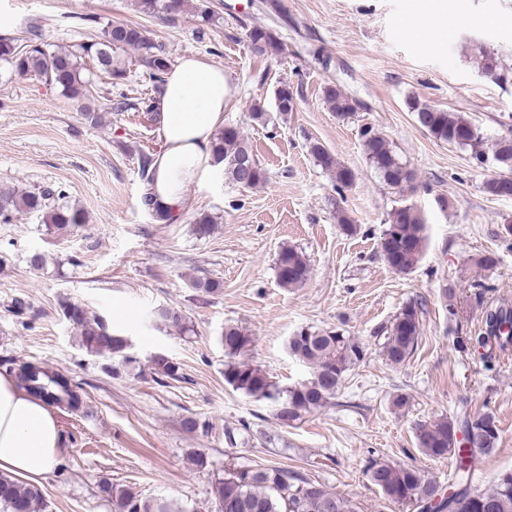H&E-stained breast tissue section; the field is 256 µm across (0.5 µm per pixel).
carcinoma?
<instances>
[{
	"label": "carcinoma",
	"instance_id": "carcinoma-1",
	"mask_svg": "<svg viewBox=\"0 0 512 512\" xmlns=\"http://www.w3.org/2000/svg\"><path fill=\"white\" fill-rule=\"evenodd\" d=\"M189 0H138V7L147 16L160 12L175 14L187 7ZM254 55L264 57L281 51V43L265 26H255L249 33ZM131 51L148 72L153 87L161 89L170 58L161 45L134 24L109 22L101 38L88 37L78 51L53 49L43 38L28 40L0 37V61L7 63L17 76L37 75L71 97L93 96L95 82L83 71L91 63L108 75L111 97L108 109L114 112L135 110L154 113V96L143 93L132 99L125 85V71L114 65V55ZM474 63L478 70L497 80L508 76L500 71L494 54L480 47ZM325 98L339 118H348L359 102L342 90L329 86ZM410 112L419 126L435 138L450 145L468 149L472 158L485 160L487 140L481 129L463 117L422 104L408 101ZM276 109L286 115L295 109L293 90L282 85L276 92ZM363 146L370 165L384 182L402 187L412 182L413 172L396 155L390 142L373 129L362 131ZM313 157L325 169L333 172L336 190L343 192L354 183V173L339 164L320 142L309 144ZM212 153L217 164H224L225 174L241 187L253 188L267 180L266 171L246 144L241 131L226 126L216 131ZM493 158L502 167L512 168V137H500L493 144ZM152 157L139 158V175L143 184L141 204L155 218L172 223L176 215L160 211L153 198ZM491 196L512 197V185L491 178L484 183ZM68 192L62 184H49L31 190L0 192V223L10 224L20 214L38 218L46 230L55 233L74 231L88 223L87 213L67 201ZM426 238L424 219L411 205L394 208L383 230L381 255L386 264L398 273L411 272L419 262ZM275 270L283 288H300L311 275L309 261L302 252L290 246L279 250ZM189 287L202 294L213 295L221 283L208 277L190 281ZM63 316L81 330L82 344L87 351L107 354L125 369H133L137 359L128 351L127 339L110 330L106 323L89 316L80 304L63 299ZM422 308L416 304L403 306L385 328L382 353L392 366L404 363L416 350L421 333ZM224 354V381L233 390L266 402L274 417L288 426L304 414L326 406L341 390L346 375L366 357L367 349L357 337L342 330L302 328L288 338V353L309 365L310 377L292 385L282 386L256 365L239 362L235 357L251 342L240 328L224 327L220 336ZM464 344L482 356L492 358L497 349L512 346V305L502 302L486 310L481 329L466 337ZM152 370L160 377L173 381L182 379L180 366L173 358L159 353L151 360ZM19 384L35 397L72 412L90 413L82 396L66 378L35 364L24 366L18 375ZM418 447L429 457L457 460V481L450 493H445L435 479L427 478L413 465L371 460L366 474L370 482L391 503L409 504L419 512H512V470L498 475L490 487L480 490L472 485V468L478 458L490 454L496 447L499 428L496 416L490 412L466 414L463 419L440 417L419 423L415 429ZM101 492L112 502L113 512H185L164 499H145L124 486L105 484ZM211 497L216 512H355L351 500L338 494L304 473L281 466L253 467L226 465L224 475L211 485ZM41 490L13 475L0 473V512H45Z\"/></svg>",
	"mask_w": 512,
	"mask_h": 512
}]
</instances>
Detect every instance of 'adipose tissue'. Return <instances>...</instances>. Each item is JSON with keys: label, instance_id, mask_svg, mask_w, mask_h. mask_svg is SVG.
Listing matches in <instances>:
<instances>
[{"label": "adipose tissue", "instance_id": "adipose-tissue-1", "mask_svg": "<svg viewBox=\"0 0 512 512\" xmlns=\"http://www.w3.org/2000/svg\"><path fill=\"white\" fill-rule=\"evenodd\" d=\"M232 97L223 67L197 56L171 66L155 101L162 148L152 160V191L162 209L183 208L187 187L214 172L211 142ZM62 445L54 410L0 374V470L26 480L41 478L58 464Z\"/></svg>", "mask_w": 512, "mask_h": 512}]
</instances>
